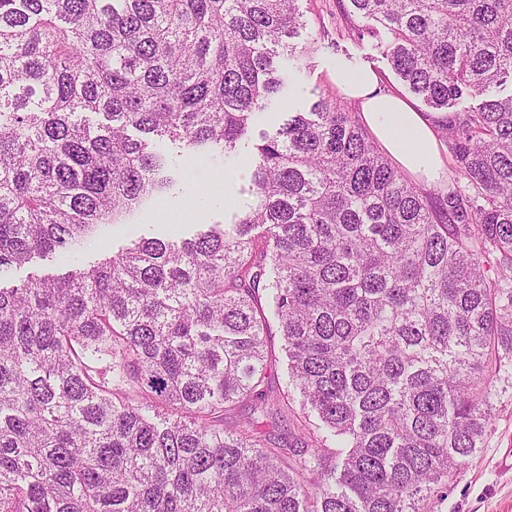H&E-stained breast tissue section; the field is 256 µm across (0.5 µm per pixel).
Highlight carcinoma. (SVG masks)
Returning <instances> with one entry per match:
<instances>
[{
	"label": "carcinoma",
	"mask_w": 512,
	"mask_h": 512,
	"mask_svg": "<svg viewBox=\"0 0 512 512\" xmlns=\"http://www.w3.org/2000/svg\"><path fill=\"white\" fill-rule=\"evenodd\" d=\"M299 2L0 0V280L72 262L0 285V512H443L512 402V0H336L442 113L445 186L314 91L234 223L105 244L167 146L240 158L309 67ZM272 324L274 325L273 333L275 334V336H272V349L276 355V363L272 368L271 377L273 386L281 389V387H285L287 382L288 359L282 350V340L277 331V325L274 321H272Z\"/></svg>",
	"instance_id": "carcinoma-1"
}]
</instances>
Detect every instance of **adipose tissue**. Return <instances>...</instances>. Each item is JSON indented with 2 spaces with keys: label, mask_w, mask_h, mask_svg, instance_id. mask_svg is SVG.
<instances>
[{
  "label": "adipose tissue",
  "mask_w": 512,
  "mask_h": 512,
  "mask_svg": "<svg viewBox=\"0 0 512 512\" xmlns=\"http://www.w3.org/2000/svg\"><path fill=\"white\" fill-rule=\"evenodd\" d=\"M381 83L380 75L369 69L336 74L337 86L361 99L365 124L391 157L405 170L437 180L445 159L430 119L404 99L382 92Z\"/></svg>",
  "instance_id": "obj_1"
}]
</instances>
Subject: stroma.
Segmentation results:
<instances>
[{"mask_svg": "<svg viewBox=\"0 0 512 512\" xmlns=\"http://www.w3.org/2000/svg\"><path fill=\"white\" fill-rule=\"evenodd\" d=\"M300 7L309 18V25L301 30L300 45H313L311 68L299 77L303 93L296 100H282L280 111L307 109L313 101L312 89L335 91L330 73L337 65L353 61L373 68L382 77L389 92L407 97L408 92L392 72L378 38L341 40L338 46L320 38L321 32H336V0H301ZM188 177L156 205L136 220L132 231L117 232L112 239L113 249L129 246L140 236H157L181 240L195 234L203 224H228L239 214L249 200L248 186L239 168L219 171L218 168L188 162ZM229 185L235 198L232 205L211 203L207 194L213 183ZM446 512H512V405L498 415L484 448L467 459L461 476L448 494Z\"/></svg>", "mask_w": 512, "mask_h": 512, "instance_id": "35a3bbf8", "label": "stroma"}]
</instances>
